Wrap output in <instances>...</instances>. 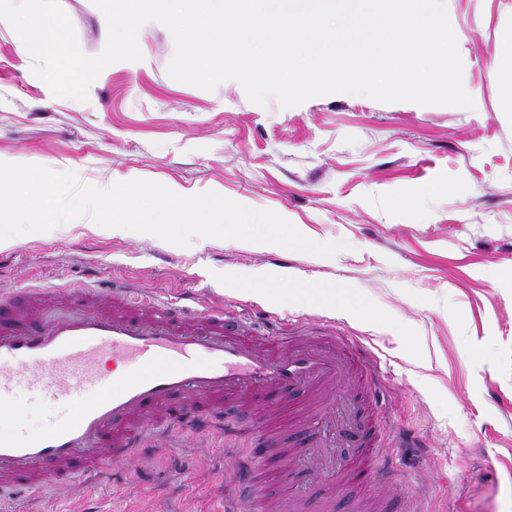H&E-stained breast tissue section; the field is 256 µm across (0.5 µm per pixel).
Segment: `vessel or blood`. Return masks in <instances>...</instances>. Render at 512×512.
Here are the masks:
<instances>
[{
  "instance_id": "obj_1",
  "label": "vessel or blood",
  "mask_w": 512,
  "mask_h": 512,
  "mask_svg": "<svg viewBox=\"0 0 512 512\" xmlns=\"http://www.w3.org/2000/svg\"><path fill=\"white\" fill-rule=\"evenodd\" d=\"M88 282L0 290V403L18 393L46 404L77 403L64 424L33 437L0 435V512L15 499L87 478L129 460L156 433L174 429L250 438L255 447L234 492L241 512H335L336 497L293 496L298 460L327 445L338 396L355 406L362 435L348 449L349 474L385 478L374 450L382 438L362 407L377 385L376 360L346 336L304 323L270 333L191 296L163 299L137 288ZM140 366L117 377L104 363ZM288 455L276 481L287 497L255 490L262 457Z\"/></svg>"
}]
</instances>
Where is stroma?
I'll list each match as a JSON object with an SVG mask.
<instances>
[{
    "label": "stroma",
    "instance_id": "35a3bbf8",
    "mask_svg": "<svg viewBox=\"0 0 512 512\" xmlns=\"http://www.w3.org/2000/svg\"><path fill=\"white\" fill-rule=\"evenodd\" d=\"M84 55L106 45L91 0H60ZM474 106L384 104L334 94L258 105L239 82L206 91L172 79L169 30L143 25V58L107 65L86 100L54 96L0 20V162L73 173L102 188L144 179L181 196L213 191L272 210L317 242L321 257L273 244L193 237L179 247L82 215L0 247V289L84 280L97 264L162 297L196 292L205 306L278 327L301 320L352 337L384 377L376 415L395 431L392 482L341 487L394 512H512V81L496 59L512 42V0H446ZM264 272L281 300L243 290ZM321 289L361 302L299 300ZM21 432L70 418L71 405L17 396ZM245 448L220 430L155 438L113 479L60 486L20 512H224ZM468 470L459 482L460 470Z\"/></svg>",
    "mask_w": 512,
    "mask_h": 512
}]
</instances>
